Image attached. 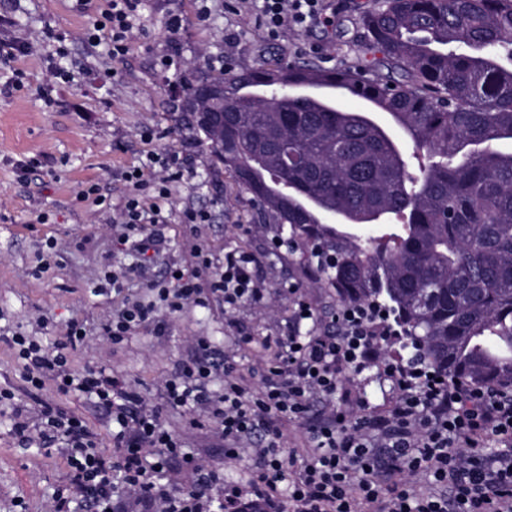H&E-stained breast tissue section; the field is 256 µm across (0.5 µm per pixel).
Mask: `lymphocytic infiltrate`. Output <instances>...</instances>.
Here are the masks:
<instances>
[{"mask_svg":"<svg viewBox=\"0 0 512 512\" xmlns=\"http://www.w3.org/2000/svg\"><path fill=\"white\" fill-rule=\"evenodd\" d=\"M141 0H109L94 25L108 34V51L121 60L129 49L133 21ZM321 15V0H262L260 19L271 37L300 27ZM173 161L165 174L147 182L137 173V187H154L160 199L175 179ZM130 196L118 221L120 242H134L139 253L157 245L150 227L166 223L158 204L145 206ZM252 258L228 252L208 288L196 275H180L176 287L157 291L168 314L185 306L205 305L222 294L225 306L253 305L263 297L252 275ZM157 302H135L103 327L110 343L127 340L132 330L158 318ZM384 318L361 304H342L335 330L301 338L287 336L266 369L265 385L254 393L244 386L221 354L198 340L197 354L164 384V406L151 404L141 391L106 368L75 370L70 353L86 339L82 326L68 329L64 341L46 346L17 332L8 337L33 388L53 380L62 392L96 400L112 423L113 454L99 446L87 421L74 412L43 401L36 423L16 417L20 442L66 451L70 482L78 503L55 495L48 512H359L360 505L379 504L381 512H512V394L497 388L462 387L438 380L417 363L382 362L379 343L390 336ZM396 386L399 395L386 414L366 413L352 425L332 414L308 428L310 449L300 455L281 448L276 419H302L314 397L339 392L344 373L374 366ZM224 389H211L215 374ZM189 415L192 425L213 427L224 443V458H252L254 476L243 485L228 484L221 469L187 451L161 421L163 408ZM497 437L506 450L486 457L485 441ZM185 472L190 488L175 490L172 472ZM428 474L431 488L416 492V478Z\"/></svg>","mask_w":512,"mask_h":512,"instance_id":"lymphocytic-infiltrate-1","label":"lymphocytic infiltrate"}]
</instances>
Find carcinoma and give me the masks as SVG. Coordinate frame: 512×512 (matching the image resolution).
Wrapping results in <instances>:
<instances>
[{
  "label": "carcinoma",
  "instance_id": "carcinoma-1",
  "mask_svg": "<svg viewBox=\"0 0 512 512\" xmlns=\"http://www.w3.org/2000/svg\"><path fill=\"white\" fill-rule=\"evenodd\" d=\"M402 78L271 66L187 83L181 108L256 216L311 246L338 299L382 303L425 368L512 389V0H379L360 17ZM224 83V149L198 117ZM360 84L412 146L363 112L290 88ZM254 171L257 185L239 180ZM396 224L362 240L322 223Z\"/></svg>",
  "mask_w": 512,
  "mask_h": 512
}]
</instances>
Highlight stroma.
Returning a JSON list of instances; mask_svg holds the SVG:
<instances>
[{
    "instance_id": "obj_1",
    "label": "stroma",
    "mask_w": 512,
    "mask_h": 512,
    "mask_svg": "<svg viewBox=\"0 0 512 512\" xmlns=\"http://www.w3.org/2000/svg\"><path fill=\"white\" fill-rule=\"evenodd\" d=\"M373 0H324L325 18L267 36L257 0H142L129 51L113 61L104 44L87 37L104 0H0V40H22L26 54L0 64V333L21 332L50 345L70 324L82 325L85 343L73 351L72 366H104L121 375L153 404L186 448L221 467L228 480L249 477L248 461L228 463L213 430L194 429L181 411L165 407L163 384L187 359L198 337H208L254 389L275 342L309 326H296L293 312L306 302L318 326L339 306L312 263L307 247L277 245L280 228L252 221L250 196L214 163L202 136L179 110L188 79L236 72L279 61H313L327 68H360L376 57L359 19ZM179 18L170 30L171 18ZM175 158L180 178L166 199L146 190V204H159L168 221L156 225L161 238L139 264L131 245L118 242V217L133 194L129 171L143 169L146 180L162 175L150 158ZM35 160L21 174L17 161ZM97 187L109 203L102 210L82 190ZM204 210L205 224H187L183 215ZM54 249H47V241ZM203 248L213 268L225 252L251 253L254 279L265 290L261 307L225 310L222 299L207 307H187L170 316L165 335L152 326L110 344L102 326L125 304L149 302V286L169 270L196 269ZM52 252L45 273L35 268ZM125 274L122 293L95 294L105 272ZM247 343H239V336ZM342 386L360 392L369 411L388 412L397 398L382 371L344 376ZM0 512H45L57 491L69 488V470L59 448L23 446L13 432L17 409L34 410L47 401L82 415L111 448L112 428L103 408L75 393L58 391L53 381L33 389L13 351L0 340Z\"/></svg>"
}]
</instances>
